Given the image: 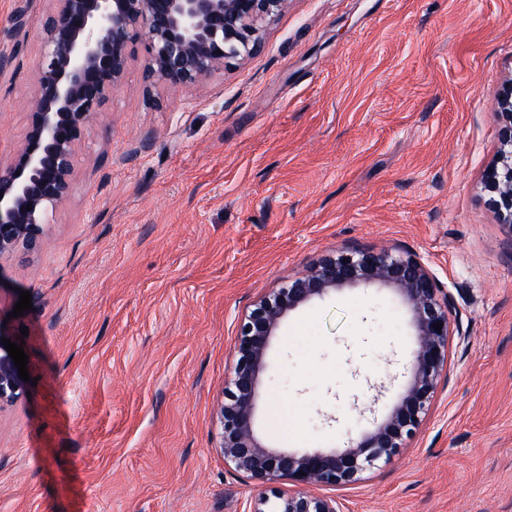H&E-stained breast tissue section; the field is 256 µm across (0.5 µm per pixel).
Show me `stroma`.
<instances>
[{"label":"stroma","mask_w":512,"mask_h":512,"mask_svg":"<svg viewBox=\"0 0 512 512\" xmlns=\"http://www.w3.org/2000/svg\"><path fill=\"white\" fill-rule=\"evenodd\" d=\"M53 7L0 0L4 160L28 130ZM144 62L136 48L79 141L43 249L0 262V332L38 380L0 409V512H247L272 487L217 450L239 326L339 247L418 255L452 299V336L399 455L319 494L344 512H512V238L482 188L512 0H289L259 53L204 87H161L160 109ZM23 290L33 307L16 318ZM415 346L386 287L289 312L257 434L341 447L389 412L378 387Z\"/></svg>","instance_id":"1"}]
</instances>
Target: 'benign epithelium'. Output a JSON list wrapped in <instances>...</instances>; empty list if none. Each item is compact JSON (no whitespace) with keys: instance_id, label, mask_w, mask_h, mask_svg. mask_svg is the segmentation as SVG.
<instances>
[{"instance_id":"benign-epithelium-1","label":"benign epithelium","mask_w":512,"mask_h":512,"mask_svg":"<svg viewBox=\"0 0 512 512\" xmlns=\"http://www.w3.org/2000/svg\"><path fill=\"white\" fill-rule=\"evenodd\" d=\"M55 2L42 23L44 48L35 64V105L26 137L0 162V260L25 259L43 247L48 210L69 197L77 143L123 83L136 44L146 54L145 98L160 107L159 86L201 87L213 74L256 55L268 25L288 6V0ZM495 117L497 157L484 172L483 188L512 236V84L496 97ZM374 285L396 292L416 336L409 379L391 411L338 449L291 452L262 444L254 429L256 397L281 321L316 297ZM449 307V295L417 255L345 248L256 305L240 328L236 366L224 385L219 451L232 469L257 483L288 480L298 490L261 496L248 512H343L338 501L307 488L358 482L389 462L420 427L447 365ZM25 385L0 342V408L14 402Z\"/></svg>"}]
</instances>
